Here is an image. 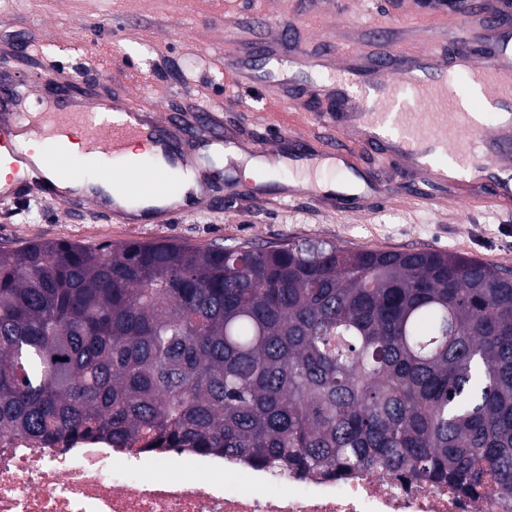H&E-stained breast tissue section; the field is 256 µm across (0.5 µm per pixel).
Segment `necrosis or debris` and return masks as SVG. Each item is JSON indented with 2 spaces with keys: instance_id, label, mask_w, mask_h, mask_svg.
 Returning a JSON list of instances; mask_svg holds the SVG:
<instances>
[{
  "instance_id": "obj_1",
  "label": "necrosis or debris",
  "mask_w": 512,
  "mask_h": 512,
  "mask_svg": "<svg viewBox=\"0 0 512 512\" xmlns=\"http://www.w3.org/2000/svg\"><path fill=\"white\" fill-rule=\"evenodd\" d=\"M159 458L165 467L146 474ZM192 471L183 478L181 469ZM247 473L249 483L231 478ZM246 468L236 459L135 444L115 448L73 440L45 447L0 439V512H512V496L472 498L431 483H409L376 469L322 478Z\"/></svg>"
}]
</instances>
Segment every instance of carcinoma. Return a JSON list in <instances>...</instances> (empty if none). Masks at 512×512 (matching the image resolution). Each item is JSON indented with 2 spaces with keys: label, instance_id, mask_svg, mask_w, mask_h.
<instances>
[{
  "label": "carcinoma",
  "instance_id": "carcinoma-1",
  "mask_svg": "<svg viewBox=\"0 0 512 512\" xmlns=\"http://www.w3.org/2000/svg\"><path fill=\"white\" fill-rule=\"evenodd\" d=\"M0 434L512 495V271L431 249H0Z\"/></svg>",
  "mask_w": 512,
  "mask_h": 512
}]
</instances>
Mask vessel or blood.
<instances>
[{"mask_svg":"<svg viewBox=\"0 0 512 512\" xmlns=\"http://www.w3.org/2000/svg\"><path fill=\"white\" fill-rule=\"evenodd\" d=\"M459 28L450 33V47L434 45L417 57L401 58L393 54L378 57L371 67H364L360 56L349 59L345 73L348 80L367 82L383 104L381 110L366 111L360 98L349 94L344 85H336L332 95L339 111L316 114L318 125L348 137V148L326 150L325 159L337 166L350 167L358 151L378 142L385 154L402 171H415L420 177V198L435 203L442 195L469 194L471 199L499 203L512 195V188L499 178L512 169V159L500 154L502 146L512 143V132L501 133L499 123L483 125L472 120L460 104L455 78H464L500 113L512 116V44L495 36L499 21L512 17V0H497L492 12L482 16L478 28L481 38H474L467 0H459ZM97 81L88 80L80 93L57 100L65 114L79 119L92 144L102 145L107 155L120 152L132 140L148 142L154 156L188 167L191 164L178 148L173 133L164 129L157 117L158 105L137 98L128 88L102 96ZM19 82L9 84L0 94V146L6 148L5 163L12 175L0 186V198L18 199L28 192L51 202H63L68 208H83L87 197L78 193L66 196L56 190L57 182L75 176L55 150L41 155L22 149L19 138L28 137ZM227 154L243 152L275 162L278 151L258 144L226 142ZM54 170L47 178L46 170ZM97 178L103 182L122 180L133 195L162 196L167 178L156 167H138L125 172L110 165L101 166ZM388 188L364 180L353 195L328 194L330 207L353 203L356 210H369L373 203L388 197Z\"/></svg>","mask_w":512,"mask_h":512,"instance_id":"obj_1","label":"vessel or blood"}]
</instances>
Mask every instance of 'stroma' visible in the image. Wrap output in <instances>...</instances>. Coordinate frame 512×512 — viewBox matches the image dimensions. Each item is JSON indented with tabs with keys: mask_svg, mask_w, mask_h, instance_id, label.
Instances as JSON below:
<instances>
[{
	"mask_svg": "<svg viewBox=\"0 0 512 512\" xmlns=\"http://www.w3.org/2000/svg\"><path fill=\"white\" fill-rule=\"evenodd\" d=\"M386 15V0H337L325 12L310 0H0V57L11 58L12 75L56 67L85 79L132 76L133 92L158 91L160 120L177 123L185 139L199 146L215 191L211 206L170 224H120L91 206L74 217L59 203L0 200V246L57 239L91 247L163 239L270 246L313 239L353 249H434L512 269V201L495 208L461 198L428 205L406 175L365 149L357 166L390 186L386 205L364 214L328 209L310 193L254 203L250 182L228 175L223 153L209 149L226 136L277 144L283 124L305 134L302 150L309 158L335 145L314 120L330 103L311 93L327 78L311 56L328 62L355 47L374 56H411L444 43L457 23L448 9L417 0L391 17V36L358 42ZM259 16L300 28L301 50L309 58L305 65L252 58L268 84L262 94L234 88L226 78L227 62L242 57L254 40ZM40 43L48 45L47 56L31 53Z\"/></svg>",
	"mask_w": 512,
	"mask_h": 512,
	"instance_id": "35a3bbf8",
	"label": "stroma"
}]
</instances>
